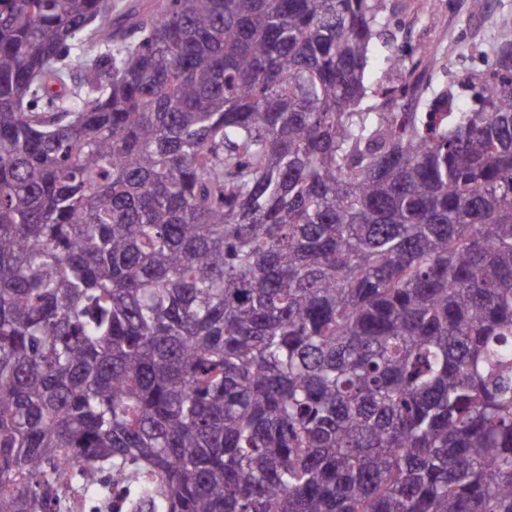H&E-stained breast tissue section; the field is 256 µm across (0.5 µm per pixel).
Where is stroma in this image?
<instances>
[{"instance_id": "obj_1", "label": "stroma", "mask_w": 512, "mask_h": 512, "mask_svg": "<svg viewBox=\"0 0 512 512\" xmlns=\"http://www.w3.org/2000/svg\"><path fill=\"white\" fill-rule=\"evenodd\" d=\"M383 5L389 23L375 43L367 83L396 86L418 79L417 96L407 104L413 112L424 111L427 99L452 85L456 108L473 109L474 92L458 89L457 83L480 69L481 53L512 43V0H487L480 13L473 12L470 0H383ZM420 47L429 50V60L416 56ZM394 50L403 53L404 70L387 68L385 59Z\"/></svg>"}]
</instances>
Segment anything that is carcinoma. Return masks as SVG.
Listing matches in <instances>:
<instances>
[{"mask_svg":"<svg viewBox=\"0 0 512 512\" xmlns=\"http://www.w3.org/2000/svg\"><path fill=\"white\" fill-rule=\"evenodd\" d=\"M384 24L0 0V512H512V46L362 109Z\"/></svg>","mask_w":512,"mask_h":512,"instance_id":"1","label":"carcinoma"}]
</instances>
